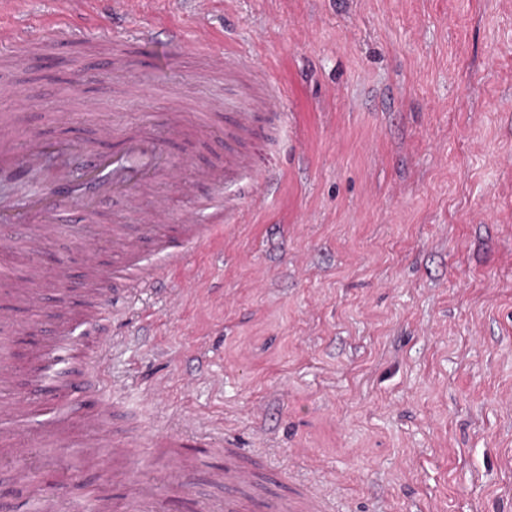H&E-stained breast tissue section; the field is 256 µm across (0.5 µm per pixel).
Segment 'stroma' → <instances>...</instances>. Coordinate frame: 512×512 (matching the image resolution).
Wrapping results in <instances>:
<instances>
[{
	"mask_svg": "<svg viewBox=\"0 0 512 512\" xmlns=\"http://www.w3.org/2000/svg\"><path fill=\"white\" fill-rule=\"evenodd\" d=\"M145 14L181 23L182 46L160 31L130 67L104 72L78 27L24 68L0 64L27 100L30 133L63 136L66 112L108 153L100 126L178 112L185 131L165 142L169 157L208 168L255 151L271 164L267 204L233 244L188 252L186 270L206 269L218 303L134 294L112 324L127 342L108 356L119 385L101 401L120 407L119 426L144 430L134 479L169 467L155 436L190 409L211 425L185 439L191 476L167 489L170 512L223 498L211 441L269 459L274 489L291 467L334 487L332 512H512V0H224L207 46L187 0H149ZM229 47L284 91L254 136L227 116L217 131L197 121L195 98L230 93L204 65ZM130 85L150 89L146 104L124 97ZM63 221L40 257L0 255V272L54 264L80 308L97 283L75 242L79 200ZM60 416L72 436L62 450L36 433ZM25 427L23 460H0V504L15 500L20 462L34 495H122L80 447L77 412L43 399Z\"/></svg>",
	"mask_w": 512,
	"mask_h": 512,
	"instance_id": "obj_1",
	"label": "stroma"
}]
</instances>
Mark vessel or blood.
I'll list each match as a JSON object with an SVG mask.
<instances>
[{"label": "vessel or blood", "mask_w": 512, "mask_h": 512, "mask_svg": "<svg viewBox=\"0 0 512 512\" xmlns=\"http://www.w3.org/2000/svg\"><path fill=\"white\" fill-rule=\"evenodd\" d=\"M215 0H191L199 20L198 39L207 43L211 30L207 19ZM98 0H55L53 13L39 20L27 15V0H0V52L8 54L15 64H23L36 41L42 40L57 46L70 42L74 24H86L96 14ZM164 30L173 46L184 42L182 29L173 23L146 20L139 26L135 38L145 43L157 30ZM214 69L224 71L229 83L238 95L267 87L269 95L264 101L268 110L277 109L281 92L272 88L273 78L261 63L248 58H237L224 53L211 56ZM21 112L0 113V176H9L17 170L29 173L43 171L49 157H59L60 163L51 173L47 189L28 195L19 202L0 201V227L22 232L20 240L0 239V251L22 249L29 255L40 253L47 241L59 231L58 221L69 205L63 188L70 182L72 168L86 172L85 184L80 193L83 197L84 218L96 226L95 235L84 238L80 246L86 253L87 270L95 274L98 289L87 304L84 314L86 322L108 331L109 318L118 301L143 288H152L168 278L171 272L182 270L185 265V246L206 247L213 238L223 232L225 225L247 223L251 213L263 209L267 198L266 177L258 169L254 157L229 153L224 164L207 170L195 171L193 178H184L180 163L165 155L161 137L148 133H131L120 142L117 151L104 154L92 149L86 142L75 137L47 140L37 136L17 137L21 126ZM167 181L183 197L192 199L191 210L181 217L182 243L175 246L168 241L153 237L155 225L167 222L170 217V199L155 193L158 181ZM211 182L216 194L197 198L193 195L195 181ZM152 198L148 210H140L142 195ZM115 198L124 199L129 210L139 211L142 232L128 235L123 225L102 224L98 215L103 205ZM122 237L126 254L125 261L107 276L100 275L95 260L97 243L109 237ZM152 244L161 255L158 263L147 261L143 256L145 244ZM209 290L199 273L188 274L182 287L173 289L169 302L179 306L191 299L208 296ZM14 302L0 305V328H10L16 323L19 308L40 306L43 298L40 291L26 290L13 296ZM66 342L54 345L32 342L28 348L29 365L39 369L45 359L67 352ZM108 363L103 356L90 360V373L84 378L61 377L57 388L67 401H80L83 409L80 422L87 434L84 443L89 452L110 466L113 459L132 458L138 448L137 432L134 428L117 431L109 411L92 398L95 391L110 384ZM42 379H35L29 386L27 397L0 403V418L21 417L28 399L41 395ZM215 483L232 485L241 489H253L261 482L257 469L240 462L238 451H224V465L212 474ZM131 488L129 494L106 501L105 512H163L164 499L157 489ZM224 512H329L327 501L315 494L309 486L292 482L287 497L258 498L250 502L228 498L224 501Z\"/></svg>", "instance_id": "b4317fda"}]
</instances>
